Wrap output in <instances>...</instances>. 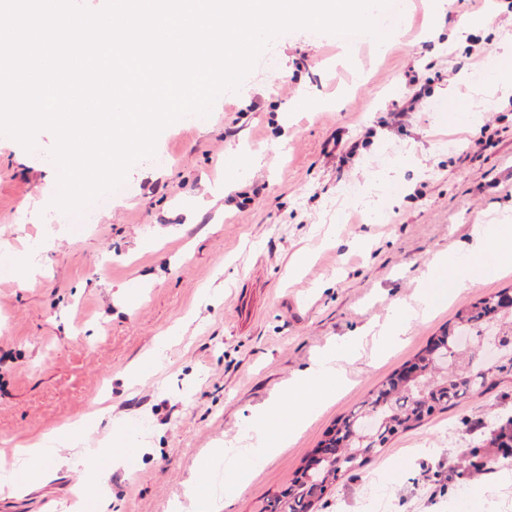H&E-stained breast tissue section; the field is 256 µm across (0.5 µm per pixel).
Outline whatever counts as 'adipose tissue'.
Returning <instances> with one entry per match:
<instances>
[{
	"mask_svg": "<svg viewBox=\"0 0 512 512\" xmlns=\"http://www.w3.org/2000/svg\"><path fill=\"white\" fill-rule=\"evenodd\" d=\"M503 224L487 226L478 231L476 244L470 251L464 265H455L451 256H440L432 267L433 273H447L455 288H474L481 282L479 270L483 262L491 256L497 257L502 265L512 264V257L500 253L499 241L506 232ZM426 292H419L416 305H402L399 318L374 331L373 338L378 351H386L401 342L408 325L419 315L430 314L431 308L426 301ZM345 353L330 351L304 370L288 387L289 397L296 398L307 394L313 397L317 405L334 402L344 377L342 366Z\"/></svg>",
	"mask_w": 512,
	"mask_h": 512,
	"instance_id": "ef3b65f1",
	"label": "adipose tissue"
}]
</instances>
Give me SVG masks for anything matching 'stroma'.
<instances>
[{"label":"stroma","instance_id":"35a3bbf8","mask_svg":"<svg viewBox=\"0 0 512 512\" xmlns=\"http://www.w3.org/2000/svg\"><path fill=\"white\" fill-rule=\"evenodd\" d=\"M400 29L344 58L335 34L275 36L204 121L164 128L132 193L94 223L53 204L55 134H0V467L44 441L45 476L0 486V512H264L336 421L400 373L457 313L512 290L488 259L397 347L368 328L414 302L436 258L467 255L477 225H512V0H408ZM426 95L387 118L410 84ZM361 337L353 348V337ZM356 349L336 401L303 431L258 414L331 350ZM512 418L495 381L398 434L327 488L319 512H512V465L487 438ZM287 439L270 461L256 451ZM247 471L224 502V449ZM492 462L489 474L468 467Z\"/></svg>","mask_w":512,"mask_h":512}]
</instances>
